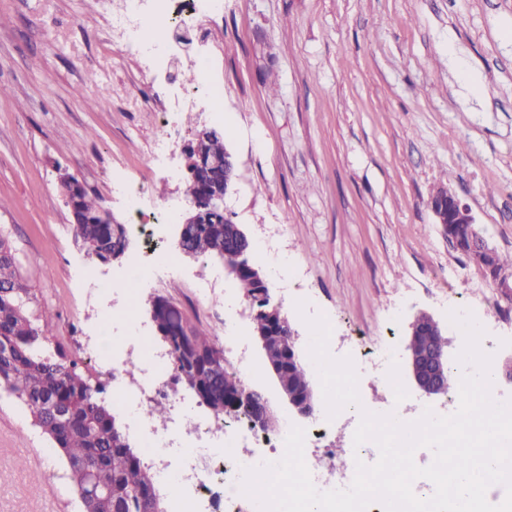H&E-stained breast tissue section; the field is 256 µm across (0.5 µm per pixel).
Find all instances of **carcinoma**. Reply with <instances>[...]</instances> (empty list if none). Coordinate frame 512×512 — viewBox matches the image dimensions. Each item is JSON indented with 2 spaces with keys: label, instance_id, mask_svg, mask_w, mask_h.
<instances>
[{
  "label": "carcinoma",
  "instance_id": "obj_1",
  "mask_svg": "<svg viewBox=\"0 0 512 512\" xmlns=\"http://www.w3.org/2000/svg\"><path fill=\"white\" fill-rule=\"evenodd\" d=\"M98 197L81 193L80 223L72 225L77 244L88 249L112 241L113 225L102 222ZM224 215H211L210 223L188 235L185 247L196 254L211 255L224 245ZM30 288L21 277L9 240L0 236V389L16 396L29 410L53 450L67 463L84 460L87 472H69V482L82 496L87 512H165L153 509L151 492L154 476L140 455L121 436L112 434V410L101 397L104 387L92 383L77 363L66 357L63 345L54 336L53 314L46 311L36 324L29 315ZM163 327L184 335L177 351H186L197 363L196 372L184 373L174 365L178 383L199 384L204 402L217 406L224 394L243 389L239 378L224 370L212 336L193 324L181 310L162 317ZM266 365L275 366L279 381L294 389L298 380L310 376L303 361L288 362V353L274 350ZM70 409V419L62 423L53 404Z\"/></svg>",
  "mask_w": 512,
  "mask_h": 512
}]
</instances>
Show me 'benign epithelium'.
I'll return each mask as SVG.
<instances>
[{"instance_id":"1","label":"benign epithelium","mask_w":512,"mask_h":512,"mask_svg":"<svg viewBox=\"0 0 512 512\" xmlns=\"http://www.w3.org/2000/svg\"><path fill=\"white\" fill-rule=\"evenodd\" d=\"M215 129L202 127L196 134L195 141L187 149L188 171L192 178L201 184V194L188 200L187 208L181 223L179 236H184L191 224L208 223L209 215L214 212H225L224 201L234 186V162L230 153H224L223 175L219 178L211 176L209 169L212 160L206 156L204 145L207 136ZM61 195L68 212L76 216L78 193L84 184L74 175L63 172L59 175ZM436 223L442 225V232L454 250L469 257L476 265L493 279L500 277L501 269L497 264V252L489 245L479 232L469 207L449 189L438 190L429 202ZM129 239L119 234L112 241V249L102 248V262L108 263L124 256ZM218 256L224 261L229 274L235 278L249 276L259 287L257 298L264 301L270 298L268 281L260 272L250 265L243 252L218 251ZM172 307L166 297H153L149 309L150 320L157 335L169 351L175 350V342L171 333L161 328L160 316L163 311ZM267 325L264 329L254 331V336L262 351L273 347L295 351L297 333L288 318L274 305L265 311ZM410 337L406 348L408 352L409 381L418 391L428 397H437L441 385L446 381L444 368L448 365V351L443 339L445 328L429 314H419L410 323ZM308 394L300 396L288 386L281 388V395L288 403L289 411L301 418H308L315 411L314 390L312 380H304Z\"/></svg>"}]
</instances>
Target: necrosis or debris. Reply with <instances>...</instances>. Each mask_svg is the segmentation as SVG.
<instances>
[{
	"label": "necrosis or debris",
	"mask_w": 512,
	"mask_h": 512,
	"mask_svg": "<svg viewBox=\"0 0 512 512\" xmlns=\"http://www.w3.org/2000/svg\"><path fill=\"white\" fill-rule=\"evenodd\" d=\"M175 1L115 0L109 29L125 45L135 47L144 61L169 62L177 46L192 44L199 30L197 21L206 15L209 2L183 0V8L178 9ZM329 353L335 358L347 354L356 362L386 363L388 369L378 379L384 403L377 411L405 418L408 397L393 345L370 348L358 337L350 352L333 346ZM122 398L146 433L156 481L171 491L170 512H260L258 503L241 491L243 471L283 457L285 439L297 424L293 418L284 417L271 431L261 430L244 416L224 423H196L193 406L178 391L173 358L164 351L142 363L137 376L123 386ZM158 402L165 403L169 411L160 428L148 423L145 415ZM359 421V409L349 406L331 420L325 408H318L300 423L306 432L305 454L319 455L322 460L320 467L310 471L318 491L348 488L357 463L378 461L379 449L373 442L342 448L329 442L337 426L355 427Z\"/></svg>",
	"instance_id": "4bbe7bcc"
}]
</instances>
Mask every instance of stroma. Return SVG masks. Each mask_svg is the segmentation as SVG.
I'll return each mask as SVG.
<instances>
[{"label":"stroma","mask_w":512,"mask_h":512,"mask_svg":"<svg viewBox=\"0 0 512 512\" xmlns=\"http://www.w3.org/2000/svg\"><path fill=\"white\" fill-rule=\"evenodd\" d=\"M108 7L0 0V232L34 293L32 314L52 309L69 359L103 379L83 349L101 320L86 291L125 278L137 261L156 271L138 288L151 348L162 345L147 314L156 295L211 333L228 300L251 324L252 305L223 261L182 254L176 218L155 209L183 214L184 149L208 126L224 130L235 161L232 220L296 269L289 284H268L298 336L309 333L300 300L333 322L335 336L401 348L416 315L444 322L467 304L503 370L512 358V0H216L214 44L176 83L113 42ZM198 66L222 88L224 109L174 114L179 134L159 153V107L191 86ZM61 169L128 227L123 258L104 264L76 244ZM442 187L506 257L503 283L436 224L429 200ZM138 206L150 233L133 229ZM248 360L253 389L275 416L287 414L258 342ZM29 417L0 390V512H52L16 460L49 444Z\"/></svg>","instance_id":"stroma-1"}]
</instances>
